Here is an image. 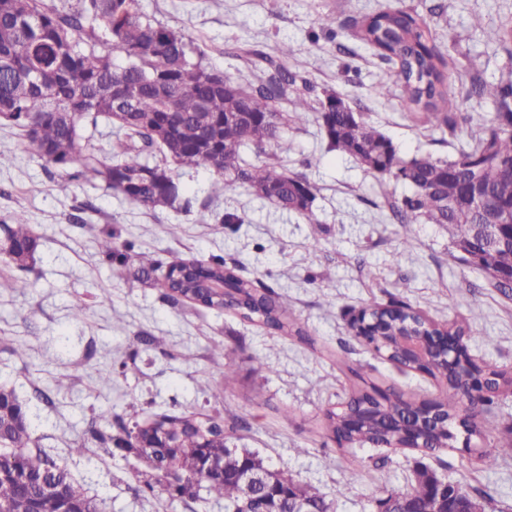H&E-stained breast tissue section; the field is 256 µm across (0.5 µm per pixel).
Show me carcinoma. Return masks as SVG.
Listing matches in <instances>:
<instances>
[{"instance_id": "obj_1", "label": "carcinoma", "mask_w": 512, "mask_h": 512, "mask_svg": "<svg viewBox=\"0 0 512 512\" xmlns=\"http://www.w3.org/2000/svg\"><path fill=\"white\" fill-rule=\"evenodd\" d=\"M106 32V50L86 44L84 37L96 30ZM487 39L501 44L512 42V24L482 30ZM361 41L378 56L398 65L396 76L411 105L425 112L433 126L455 128L448 112V82L452 74L431 34L427 22L400 8H388L368 15L361 24ZM192 40L181 30L153 23L135 9L134 0H78L75 9L61 12L45 0H0V117L20 128L28 148L46 163L68 172L71 179L99 180L106 188L121 193L129 201L149 208L188 210L190 199L183 196L181 184L169 163L180 167H208L213 173L210 195L224 194L230 184L240 182L284 210L304 215L313 224L312 202L315 185L306 183L305 196L295 192L297 176L278 160L288 153V123L296 122L311 110L317 112L320 131L328 146L353 159L364 157L373 172L402 182L410 194L392 205L398 216L410 215L430 224L448 227L453 241H464L471 225L483 217L475 214L471 223H461L445 206L447 200L463 197L465 182L480 179L496 202L512 205V78L496 83L476 80L467 97L491 102V126L469 129L468 140L452 159L431 155L405 160L393 142L376 129L363 113L336 109L338 96L330 93L310 102L314 88L298 82L288 66L292 47L282 43L280 59H267L270 71L258 84L241 85L223 72L192 59ZM127 59L119 67L113 56ZM292 102L293 113L277 106ZM105 118L116 129L115 151L100 156L83 143L81 130L88 121ZM272 149L271 161L261 165L246 163L245 146ZM0 229L10 243L5 261L17 274L0 278V289L13 292L28 288L26 273L38 242L21 217L0 221ZM105 258L121 266L138 264L142 276L161 264L145 253L134 251L127 242L118 249L108 233L98 239ZM479 265L491 285L503 295H512V281L496 278L499 272H512V247L482 257ZM191 264L176 257L166 264L158 282L165 300L171 303L189 299L187 288L172 275ZM209 275L229 285L224 297L208 299L206 308H233L240 319L283 336L301 341L309 336L298 326L288 296L268 287H256L224 266L215 256L206 262ZM407 304L392 300L375 307L378 322L368 331L378 336L389 359H401L393 333L413 320L427 325L432 333L454 336L461 345L469 338V325L438 323L413 316ZM214 362L222 369L224 386L235 381L237 360L213 347ZM429 375L448 385V394L438 402L439 416L432 423L422 421L421 407L387 394L375 396L363 389L354 392L338 409L325 414V428L342 447L371 443L387 448L402 444L401 424L420 428L422 451L433 453L448 447L451 426H467L481 410L493 403L500 390L499 373L492 372L488 395L482 402L467 400L460 380L448 372L445 360L434 362ZM371 411L369 422L351 427L348 419ZM37 414L28 400H20L13 389L0 387V512H65L67 507L81 512H101L102 502L89 493L86 484L75 480L67 468L44 448L32 444L31 428ZM159 428L174 443L172 448H136L142 423H128L117 416L105 429L90 431V442L104 454L114 456L124 449L130 455H147L152 464L136 470L139 492L155 495L159 489L169 500L175 496L162 477L173 475L199 481L192 501L207 504L224 501V512H252L242 502L241 486L235 474L243 466L264 474L280 491L295 496L306 509L333 512V502L318 489L300 483L284 469H275L248 448H230L218 417L197 418L195 413L155 414ZM500 457H512V440L499 443L482 457L492 466ZM224 464V476L201 478L203 460ZM440 476L425 467L417 470L412 488L388 492L392 501L405 498L403 507L422 512L431 499Z\"/></svg>"}]
</instances>
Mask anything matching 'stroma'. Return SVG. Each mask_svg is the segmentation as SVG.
<instances>
[{
  "label": "stroma",
  "instance_id": "obj_1",
  "mask_svg": "<svg viewBox=\"0 0 512 512\" xmlns=\"http://www.w3.org/2000/svg\"><path fill=\"white\" fill-rule=\"evenodd\" d=\"M150 20L188 32L193 60L240 84L257 83L278 57L288 67L365 113L403 159H448L466 129L489 123L492 105L470 99L472 77L496 81L512 74V54L486 41L482 28L512 19V0H135ZM403 8L429 23L438 50L456 73L451 91L455 131L433 129L401 96L397 80L375 91L382 72L396 66L365 47L358 30L365 14ZM285 167L315 185L312 218L281 210L234 184L210 197L205 166L179 169L193 200L191 211L149 209L105 189L70 179L27 147L17 127L0 120V220L24 217L38 239L25 292H0V386L40 402L33 436L75 479L93 473L90 490L106 512H224L199 502L169 503L136 491L135 458H86L74 452L88 430L115 416L144 420L152 414L213 411L245 419V430L225 429L230 446L257 452L301 483L331 495L351 458L360 464L334 512H375L387 491H403L420 467L462 481L485 501L487 512H512V458L490 469L479 458L512 438V386L466 434L454 426L447 448L433 453L372 445L341 448L329 437L326 410L343 403L359 381L403 399L424 403L447 386L399 367L352 336V312L397 298L425 318L465 322L469 354L481 366L512 377V297L488 284L486 273L463 261L447 228L420 220L399 223L391 212L407 186L367 172L329 149L315 113L290 125ZM238 216L223 223L224 214ZM112 231L116 243L134 242L156 260L223 257L241 276L286 294L310 339L248 325L229 311L191 303L170 305L152 281L111 268L97 238ZM83 297L87 310L73 319L70 305ZM159 338L144 347L143 336ZM20 344L25 357L11 354ZM239 360L237 381L225 387L212 360L214 344ZM260 355L263 365L251 362ZM111 375L110 388L99 379ZM66 385L55 388L54 379Z\"/></svg>",
  "mask_w": 512,
  "mask_h": 512
}]
</instances>
